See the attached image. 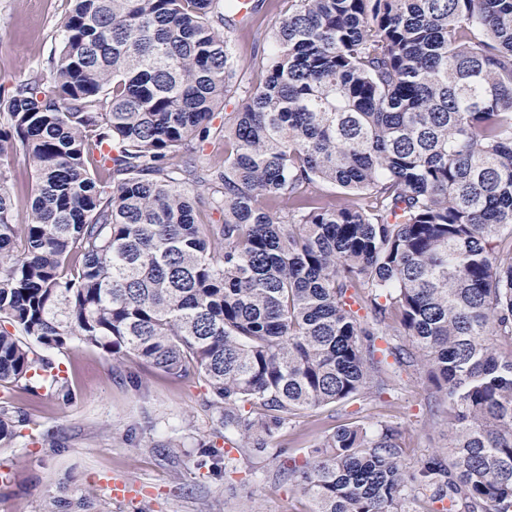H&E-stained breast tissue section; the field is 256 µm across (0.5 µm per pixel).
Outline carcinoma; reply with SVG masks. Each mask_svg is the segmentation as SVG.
Wrapping results in <instances>:
<instances>
[{
    "label": "carcinoma",
    "mask_w": 512,
    "mask_h": 512,
    "mask_svg": "<svg viewBox=\"0 0 512 512\" xmlns=\"http://www.w3.org/2000/svg\"><path fill=\"white\" fill-rule=\"evenodd\" d=\"M71 2L50 82L0 96V384L67 401L53 351L91 344L280 456L420 361L446 457L352 417L281 477L313 512H512V0H290L254 91L241 0ZM25 421L1 399L0 443Z\"/></svg>",
    "instance_id": "cac0c4a2"
}]
</instances>
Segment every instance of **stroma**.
<instances>
[{
    "label": "stroma",
    "instance_id": "1",
    "mask_svg": "<svg viewBox=\"0 0 512 512\" xmlns=\"http://www.w3.org/2000/svg\"><path fill=\"white\" fill-rule=\"evenodd\" d=\"M254 11L236 32V53L244 83L258 87L255 57L269 48V35L287 10L286 0H252ZM69 0H0V90L10 91L33 76L49 78V61L64 37ZM73 390L62 401L21 387H0V398L21 407L28 418L11 444H0V471L11 481L0 485V512H45L50 500L79 502L93 497L86 512H311L313 504L278 471L290 460H304L318 429L344 414L317 409L288 423L293 445L280 457L238 455L237 474L202 466L198 443L219 435L202 404L204 385L174 381L132 360L116 361L101 349L72 343L56 353ZM422 369L401 372L392 390L362 403L368 426L388 420L402 432V460L445 456L448 426L428 406ZM111 475L134 485L117 499L103 485Z\"/></svg>",
    "mask_w": 512,
    "mask_h": 512
}]
</instances>
